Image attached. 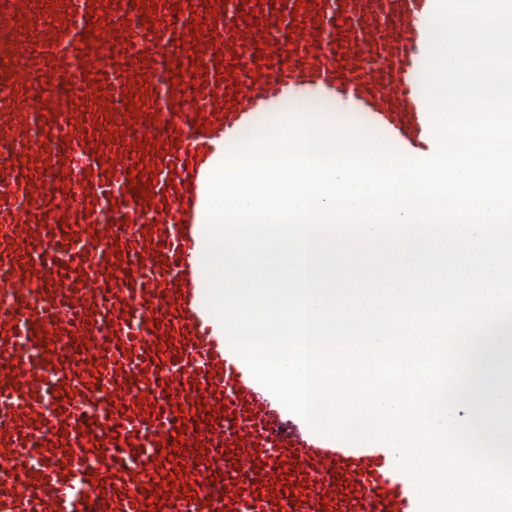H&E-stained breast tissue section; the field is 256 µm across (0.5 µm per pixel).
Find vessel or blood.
<instances>
[{"instance_id":"1","label":"vessel or blood","mask_w":512,"mask_h":512,"mask_svg":"<svg viewBox=\"0 0 512 512\" xmlns=\"http://www.w3.org/2000/svg\"><path fill=\"white\" fill-rule=\"evenodd\" d=\"M54 3L41 20L0 0V512H418L391 448L317 434L254 380L206 307L201 259L211 173L284 99L319 94L402 154L434 153L420 76L437 0H268L257 32L242 0L207 2L197 61L176 46L188 6L159 0L146 25L132 0ZM131 86L146 91L133 121ZM143 161L149 205L129 187ZM189 402L212 423L181 418ZM177 471L188 497L142 493Z\"/></svg>"}]
</instances>
